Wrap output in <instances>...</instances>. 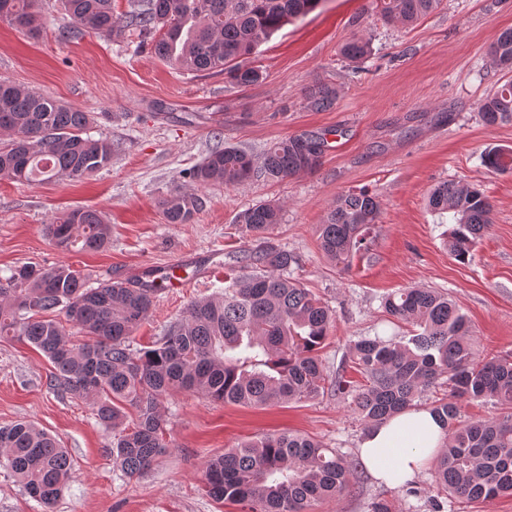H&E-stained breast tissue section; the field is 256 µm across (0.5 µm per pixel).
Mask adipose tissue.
Returning a JSON list of instances; mask_svg holds the SVG:
<instances>
[{"mask_svg":"<svg viewBox=\"0 0 512 512\" xmlns=\"http://www.w3.org/2000/svg\"><path fill=\"white\" fill-rule=\"evenodd\" d=\"M445 430L426 409L401 412L366 435L360 459L373 478L397 486L418 474L439 451Z\"/></svg>","mask_w":512,"mask_h":512,"instance_id":"1","label":"adipose tissue"}]
</instances>
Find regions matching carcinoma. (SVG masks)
Here are the masks:
<instances>
[{"mask_svg": "<svg viewBox=\"0 0 512 512\" xmlns=\"http://www.w3.org/2000/svg\"><path fill=\"white\" fill-rule=\"evenodd\" d=\"M319 0H135L126 25L158 31L154 54L197 73L222 72L231 82L251 86L262 71L246 63L255 50L289 21L305 16ZM69 24L65 39L88 31L110 36L120 24L112 0H60ZM388 21L412 24L440 0H378ZM40 0H0V13L23 33L37 30ZM345 59L357 63L371 53L363 37L347 40ZM490 54L512 69V29L501 32ZM310 107L327 111L336 90L318 82L307 91ZM489 126L512 123V82L479 104ZM91 114L0 79V175L30 184L85 179L109 166L112 141L88 134ZM324 139L300 134L273 142L255 159L226 146L211 152L193 171L201 185L235 186L252 178L277 184L319 164ZM492 171L512 169V150L490 148L482 157ZM376 193L361 190L336 196L325 223L318 225L322 252L345 267L361 251L365 232L381 213ZM197 193L162 201L168 224H190L205 208ZM428 209L452 214L448 247L458 259L471 257L491 224L492 206L475 188L453 182L435 186ZM281 209L263 202L240 211L235 224L245 237H259L280 223ZM45 231L64 250L107 249L112 225L97 211L74 209ZM240 271L218 297L191 302L148 349L129 338L148 317L158 292L154 281H105L92 287L78 270L60 265L17 266L0 288V339L40 350L52 365L49 387L60 395L91 400L98 422L112 430V458L129 477L152 468L169 447L163 399L178 392L201 393L224 404L266 406L319 397L325 388L351 398L365 428L415 406L420 394L444 379L448 397L430 411L447 438L437 457V496L432 512L458 499L491 502L512 494V355L478 359L468 319L448 295L434 289L401 288L382 299L388 316L412 327L405 336L360 337L351 343V368L364 383L346 379L347 366L324 374L318 350L333 327V310L289 269L296 257L268 244L236 257ZM491 401L500 414L461 423L458 401ZM0 468L49 509L71 478L66 449L31 422L0 427ZM205 488L247 512H310L323 499L355 490L358 464L299 434L278 432L237 444L207 461Z\"/></svg>", "mask_w": 512, "mask_h": 512, "instance_id": "obj_1", "label": "carcinoma"}]
</instances>
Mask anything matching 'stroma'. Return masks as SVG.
Here are the masks:
<instances>
[{
	"label": "stroma",
	"instance_id": "stroma-1",
	"mask_svg": "<svg viewBox=\"0 0 512 512\" xmlns=\"http://www.w3.org/2000/svg\"><path fill=\"white\" fill-rule=\"evenodd\" d=\"M42 12L46 23L34 36L0 20V78L92 113V136L110 139L115 152L110 166L83 180L0 179V272L68 265L94 286L136 279L146 263L163 269L213 252L230 268L234 256L256 247L239 233L236 214L272 201L281 208L272 241L297 257L294 276L335 312L320 351L325 373L345 361L351 340L407 334L381 307L382 295L400 288L448 293L470 321L477 356L512 353V170L493 173L481 161L486 148L512 150V123L488 126L477 114L481 99L512 81L488 55L497 34L512 28V0H442L411 25L385 24L376 0H320L250 57L263 78L248 87L176 69L132 29L62 39L67 18L58 0H43ZM355 35L370 37L373 48L357 67L341 56ZM317 82L336 89L333 109L309 106L306 92ZM303 133L326 138L328 147L318 166L282 183L228 188L189 176L214 149L233 145L258 157L270 143ZM444 181L476 187L492 205V222L465 262L448 249L451 218L426 205ZM362 189L380 195L382 212L368 252L343 268L320 250L316 230L339 193ZM181 192L203 195L207 205L193 223H166L161 203ZM77 208L101 212L111 224L107 251H67L45 235L44 225ZM223 291V270L193 288L160 291L132 335L134 347L151 346L190 302ZM51 371L28 344L0 340V426L34 422L73 460L71 479L49 511L0 469V512H241L207 495L210 458L282 431L355 458L366 435L348 401L330 391L261 407L182 392L163 403L166 454L131 478L113 461L112 434L91 402L49 389ZM412 484L410 495L365 471L352 493L314 512H370L380 500L390 512H429L433 465Z\"/></svg>",
	"mask_w": 512,
	"mask_h": 512
}]
</instances>
